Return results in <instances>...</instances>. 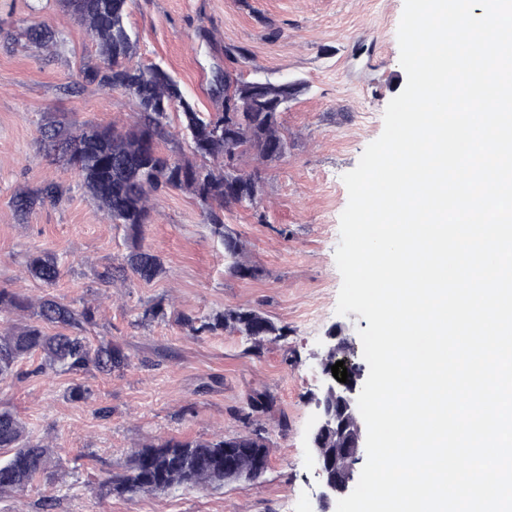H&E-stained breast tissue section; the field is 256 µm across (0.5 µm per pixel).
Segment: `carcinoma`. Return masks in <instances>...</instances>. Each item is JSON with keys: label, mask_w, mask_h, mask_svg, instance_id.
Here are the masks:
<instances>
[{"label": "carcinoma", "mask_w": 512, "mask_h": 512, "mask_svg": "<svg viewBox=\"0 0 512 512\" xmlns=\"http://www.w3.org/2000/svg\"><path fill=\"white\" fill-rule=\"evenodd\" d=\"M87 26L99 48L100 65L84 71V78L100 85L122 89L135 99L138 113L126 129L113 126L83 125L74 129H50L49 141L76 145L70 165L103 211L135 240L119 270L128 269L144 282L164 273L160 257L136 243L151 222V194L164 189L191 192L203 206L211 234L224 249L229 270L240 278H254L256 267L243 260L244 245L226 230L224 212L256 204L253 194H262V172L238 168L239 158L255 153L264 161L283 158L288 139L281 132L279 116L288 94V82L266 83L263 90L249 95L252 83L224 74V96L215 112H198L187 102L183 89L157 65L133 62L136 40L126 25L129 0H62ZM32 39L50 49L58 36L39 22L28 27ZM182 110L180 134L197 161L173 158L160 150L169 137L171 109ZM62 196L60 185L48 183L14 199L20 211L36 203ZM32 278L53 284L60 277L59 259L48 252H34L27 260ZM11 310L30 312L34 321L23 327L0 325V382L19 377V366L34 354L41 356L33 374L58 370L71 374L95 370L110 375L129 365L119 346L102 337L91 342L84 335L94 312L77 310L51 298L36 302L7 288H0V313ZM163 301L145 307L141 322L164 318ZM180 323L195 336L232 329L251 341V352L258 354L264 343L288 334L270 318L253 310L228 307L208 316L183 314ZM272 401L258 394L246 400L248 420L253 413H266ZM0 451L8 454L0 461V492L23 490L36 480L50 482L57 477L53 448L29 437L22 421L9 409L0 408ZM231 456L239 471L249 480L259 479L267 470L268 447L259 433L220 436L212 440L168 439L132 452L125 473L113 476L103 485L105 494H153L173 487L208 488L223 485L224 458Z\"/></svg>", "instance_id": "obj_1"}]
</instances>
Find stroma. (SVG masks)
I'll use <instances>...</instances> for the list:
<instances>
[{"label": "stroma", "mask_w": 512, "mask_h": 512, "mask_svg": "<svg viewBox=\"0 0 512 512\" xmlns=\"http://www.w3.org/2000/svg\"><path fill=\"white\" fill-rule=\"evenodd\" d=\"M403 7L404 0H132L127 25L136 62L162 64L198 111L221 104L210 85L217 67L245 80H298L305 90L280 114L287 155L262 165L251 153L239 161L243 170L262 169L258 210L224 215L257 278L229 272L199 200L170 189L153 195L141 241L162 258L164 274L149 283L116 274L105 284L99 272L120 262L131 241L63 158L47 150L43 131L58 123L127 126L136 104L84 79V69L99 62L96 46L61 0H0V287L92 307L89 337L112 338L129 357L128 367L109 375L0 382V407L11 408L33 439L52 445L60 465L54 483L0 494V512H42L46 499L52 512H316L310 434L327 335L340 325L354 338L368 326L357 313L336 312L342 278L335 250L348 203L342 177L380 136L385 108L406 84L397 41ZM36 21L58 34L54 48L26 36ZM228 48L243 54L228 60ZM47 182L63 185L59 200L15 209L20 191ZM37 251L58 257L55 285L28 277L27 259ZM157 300L166 319L139 322ZM227 307L262 312L288 334L256 355L236 333L195 337L179 322L184 313ZM252 393L273 404L248 426L238 414ZM283 416L284 432L277 426ZM250 427L260 429L269 451L258 480L133 498L99 494L105 480L127 470L134 449Z\"/></svg>", "instance_id": "obj_1"}]
</instances>
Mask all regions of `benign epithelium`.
I'll use <instances>...</instances> for the list:
<instances>
[{"label":"benign epithelium","instance_id":"1","mask_svg":"<svg viewBox=\"0 0 512 512\" xmlns=\"http://www.w3.org/2000/svg\"><path fill=\"white\" fill-rule=\"evenodd\" d=\"M329 339L333 344L322 358V369L328 382L314 398L318 416L312 430L313 455L320 479L317 495L320 512H329L332 502L349 495L355 488L359 479L356 465L362 460L364 449L363 419L357 407L363 368L354 361L355 346L352 340L342 335V331L332 332ZM331 355L344 362L347 382H339L333 376ZM330 432L336 433V450L333 453L323 446V437Z\"/></svg>","mask_w":512,"mask_h":512}]
</instances>
